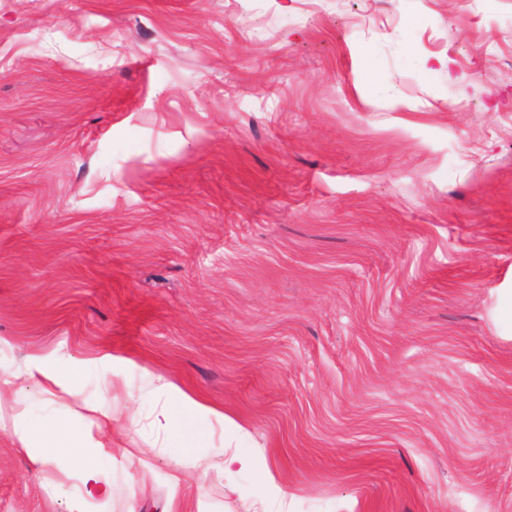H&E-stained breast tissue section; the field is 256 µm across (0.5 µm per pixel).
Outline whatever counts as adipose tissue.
Masks as SVG:
<instances>
[{
  "instance_id": "1",
  "label": "adipose tissue",
  "mask_w": 512,
  "mask_h": 512,
  "mask_svg": "<svg viewBox=\"0 0 512 512\" xmlns=\"http://www.w3.org/2000/svg\"><path fill=\"white\" fill-rule=\"evenodd\" d=\"M144 395L163 403L167 424L182 434V451L177 459L181 477L187 478L199 471L209 469L211 463L207 458L193 455L191 452L192 445L199 434L193 415L200 411V403L159 378L150 381ZM32 462L41 468L76 467L83 471L88 484L93 485L99 481L97 469L86 462L79 445L72 441L68 433L61 430L56 431L49 444L33 456Z\"/></svg>"
}]
</instances>
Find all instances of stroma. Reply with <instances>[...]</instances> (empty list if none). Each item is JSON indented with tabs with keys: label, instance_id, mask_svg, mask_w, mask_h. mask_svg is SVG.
I'll use <instances>...</instances> for the list:
<instances>
[{
	"label": "stroma",
	"instance_id": "35a3bbf8",
	"mask_svg": "<svg viewBox=\"0 0 512 512\" xmlns=\"http://www.w3.org/2000/svg\"><path fill=\"white\" fill-rule=\"evenodd\" d=\"M508 118L512 0H0V381L101 484L0 431V512H512ZM15 377L41 385L46 388L47 391H50L53 387H57L69 394H73V391L67 389L65 386L61 375L47 366L44 358H27L23 365L19 367ZM144 396L158 402L163 401L164 418L167 424L182 432L183 449L177 459L180 467L177 481L198 474L201 469L212 468L213 464L207 458L193 455L191 452L193 442L199 434L193 421V414L201 411L204 406L161 378L150 381L144 389ZM80 448L72 441L68 433L58 430L49 444L43 447L40 453L33 456L32 463L41 468L46 466L77 467L83 471L88 487L97 485L99 473L94 466L86 462Z\"/></svg>",
	"mask_w": 512,
	"mask_h": 512
}]
</instances>
